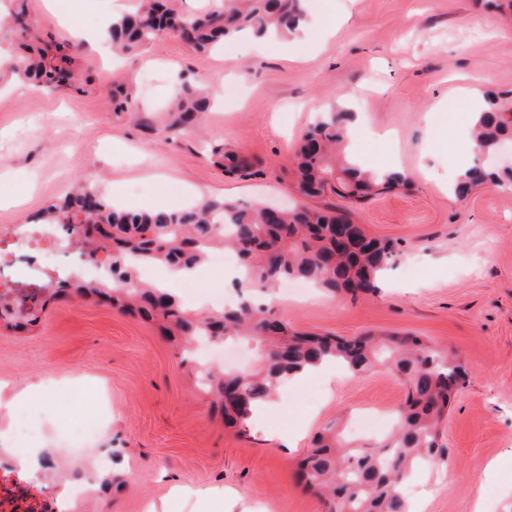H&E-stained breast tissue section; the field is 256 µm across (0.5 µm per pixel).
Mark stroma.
<instances>
[{"label": "stroma", "mask_w": 512, "mask_h": 512, "mask_svg": "<svg viewBox=\"0 0 512 512\" xmlns=\"http://www.w3.org/2000/svg\"><path fill=\"white\" fill-rule=\"evenodd\" d=\"M335 28L307 60L285 57V44L246 38L197 53L166 36L119 57L94 38L111 22L113 0H66L64 27L43 0H0V49L19 55L30 35L66 46L75 79L18 95L0 76V191L23 204L0 210V225L30 222L74 184H94L109 202L183 209L192 192L243 204L288 206L289 158L317 112L345 104L369 113L373 135L361 164L407 173L396 190L354 210V223L396 242L398 251L374 294L311 288L294 298L275 288L276 317L301 332L354 338L370 332L420 337L453 353L465 383L440 426L443 451L406 490L421 512H512V191L485 184L465 200L448 180L459 141L472 120L458 90L512 92V19L486 0H330ZM24 12L29 26L13 21ZM211 90L214 78L239 87L217 98L201 131L163 130L158 116L180 77ZM123 87L135 123L114 111ZM244 156L254 173L225 176L216 151ZM209 266L198 294L184 305L251 297ZM45 280H18L9 299L13 325H0V386L67 380L80 401L53 404L44 389L37 421L41 448H63L65 421L94 415L97 387H109L112 412L97 445L112 453L123 486L100 495L98 512H149L174 492V512H325L296 478L313 438L333 427L349 446L369 414L390 430L405 387L388 365L375 364L341 384L313 379L281 390L238 428L194 393L188 368L157 327L93 299L60 297L34 310ZM224 491L223 498L213 489Z\"/></svg>", "instance_id": "stroma-1"}]
</instances>
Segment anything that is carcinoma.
Wrapping results in <instances>:
<instances>
[{"mask_svg":"<svg viewBox=\"0 0 512 512\" xmlns=\"http://www.w3.org/2000/svg\"><path fill=\"white\" fill-rule=\"evenodd\" d=\"M305 16L302 0H224V5L186 18L157 0H141L139 10L112 20L115 48L134 52L166 34L191 31L189 45L197 52L217 48L226 38L249 33L257 38L292 33ZM23 77L47 86L70 78L69 58L39 54L22 62ZM211 98L190 82L174 87L165 128L177 131L193 124L210 107ZM351 113L331 108L304 134L294 155V188L303 196L335 195L350 203L409 187L399 172H371L349 162L343 152L345 122ZM512 137V97L488 92L473 125L475 146L471 165L460 175L457 192L465 194L487 179L512 188V170L485 169L482 158L498 152ZM224 173L245 176L252 165L231 152L221 154ZM348 207L284 209L272 217L260 205L206 198L179 211L117 209L92 185L82 184L63 200L45 207L37 218L57 224L65 235L84 234L81 247L109 270L110 279L58 282L42 303L67 291L96 297L156 323L161 335L174 342L181 363H188L187 346L197 338L236 341L265 337L267 352L250 369L204 368L208 385L202 392L224 414V424H243L253 407L274 397L288 376L328 358L345 363L355 376L388 362L406 387L395 429L369 447H348L333 429L317 436L299 462L297 476L307 475L305 488L323 497L326 512H407L402 485L421 465L441 454L438 426L464 382L465 371L453 357L416 336H376L353 339L294 331L264 307L241 303L221 311L192 312L167 288L138 281L142 264L191 268L207 259V251L224 247L237 253L245 285L259 290L287 279H302L330 292L345 289L373 293L381 272L396 254L388 239L368 235L355 224ZM348 224L354 236L369 244L342 249L336 225Z\"/></svg>","mask_w":512,"mask_h":512,"instance_id":"1","label":"carcinoma"}]
</instances>
